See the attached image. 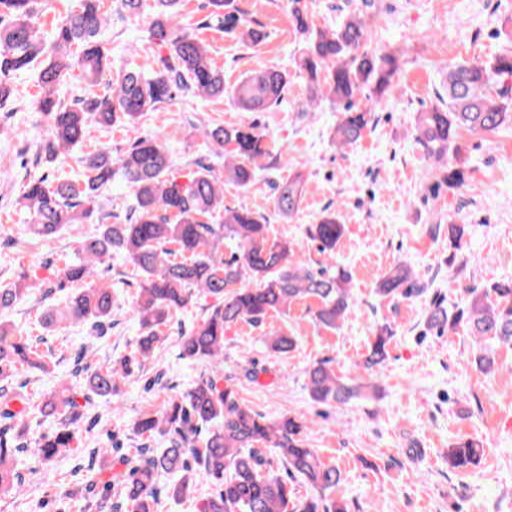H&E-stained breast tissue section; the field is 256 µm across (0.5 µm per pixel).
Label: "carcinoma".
Segmentation results:
<instances>
[{
	"label": "carcinoma",
	"mask_w": 512,
	"mask_h": 512,
	"mask_svg": "<svg viewBox=\"0 0 512 512\" xmlns=\"http://www.w3.org/2000/svg\"><path fill=\"white\" fill-rule=\"evenodd\" d=\"M294 30L303 39L297 68L303 74L311 103L323 100L341 112L334 127V144L340 149L357 142L371 123L372 108L354 101L364 86L380 98L392 87L398 67L395 53L367 47L365 17L375 0H346L336 10L345 19L335 29L319 27L310 19L307 0H282ZM37 0H0V102L14 93L12 80L22 71L34 70L38 95L32 110L42 115L45 130L38 158L54 163L88 135L90 120L112 126L120 121L138 123L148 113L186 92L200 98L229 95L243 112H264L278 106L288 91V73L274 67L250 70L231 88L224 86V71L210 57L209 47L182 21L181 0H154L147 29L149 43L159 52L149 68H130L108 78V49L99 39L111 18L102 0H78V7L60 19L50 35L38 23ZM211 19L237 34L248 46L264 34L246 19L231 13L232 0H208ZM143 0H115V8L131 18L142 13ZM78 70L86 94L70 101L59 90ZM103 89L97 93L96 89ZM444 93L438 105L418 113L417 141L427 157L448 159L441 183L453 191L465 182L459 164L457 143L462 129L495 132L512 125V49L486 63L458 62L448 67ZM207 138L224 154V174L201 160L181 184L170 177V158L160 134L138 137L121 154L99 146L86 155L81 184L41 177L28 182L16 204L28 215L26 229L40 240H52L66 227L95 224V235L79 241L78 258L60 270L56 283L40 285L20 271L0 284V313L35 294L36 288L50 295L54 289L72 286L61 306L49 314L52 323L90 324L102 332L112 323V290L99 286L81 288L93 268L115 254L131 262L141 282L132 313L139 324L135 349L112 364L83 367L88 390L110 399L134 368H142L162 341L163 328L173 313L185 309L194 292L219 301L199 325L182 332L180 356L214 363L224 355L225 329L245 321L261 331L267 316L285 311L293 301H318L319 325L336 329L351 308L350 275L344 269L331 274L315 270L298 257L293 244L270 235L268 219L246 207L224 206V180L248 186L261 161L270 155L265 133L254 124H215L205 130ZM121 176L133 203L125 224H107L99 219L98 198ZM304 194L300 173L275 186L273 206L283 217L294 216ZM224 212L221 224L210 223ZM345 232L338 211L328 208L310 225L307 236L331 256ZM466 225L448 226V241L455 250L465 245ZM235 251L224 257V242ZM427 284L409 265L400 263L386 271L375 292L383 299L407 298L422 292ZM470 301L448 310L438 304L427 313V326L440 331L461 324L475 340L512 342V278L469 289ZM392 331L382 328L367 347L363 369L378 373L387 358ZM270 349L286 355L297 344L294 335L267 337ZM483 374L494 371L495 356L485 348L474 359ZM49 372V359L19 329L0 320V495L21 486L16 468L19 455L27 453L46 464L76 450L78 424L83 418L77 390L66 383L50 390L29 409L57 422V428L30 444L25 438V410L11 408L20 395L10 381L18 368ZM313 400L326 405H345L361 396L362 386L348 385L320 361L307 371ZM302 418L284 415L274 421L246 406L237 394L212 377H201L188 391L168 399L154 413H144L132 424L140 438L130 466L117 475L120 489L112 495V480L98 485V474L84 487L71 490L74 497L85 492L99 494L94 506L99 512H157L159 494L177 499L187 495L200 473L215 486L199 512H350L349 505L328 497L342 481L341 470L321 461L304 439ZM167 446L153 448L155 437ZM483 449L476 441L453 443L448 448V467L465 469L477 465ZM165 474L179 480L161 488ZM299 478L316 495L305 500L292 496L289 480Z\"/></svg>",
	"instance_id": "cac0c4a2"
}]
</instances>
